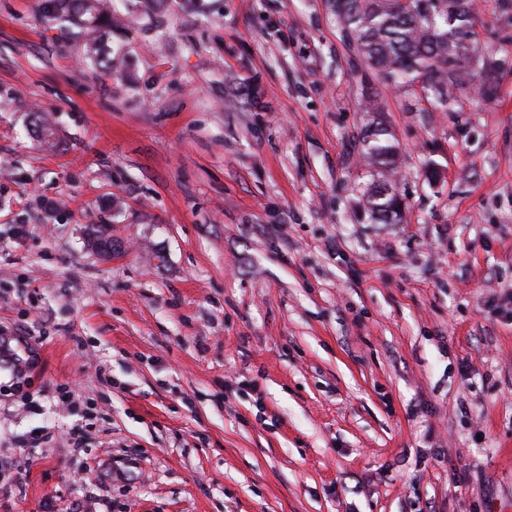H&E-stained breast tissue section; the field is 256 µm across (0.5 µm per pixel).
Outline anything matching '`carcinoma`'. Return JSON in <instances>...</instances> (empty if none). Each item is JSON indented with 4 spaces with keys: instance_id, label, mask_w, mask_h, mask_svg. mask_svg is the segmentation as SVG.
I'll return each instance as SVG.
<instances>
[{
    "instance_id": "obj_1",
    "label": "carcinoma",
    "mask_w": 512,
    "mask_h": 512,
    "mask_svg": "<svg viewBox=\"0 0 512 512\" xmlns=\"http://www.w3.org/2000/svg\"><path fill=\"white\" fill-rule=\"evenodd\" d=\"M52 18L83 30L98 29L112 18L107 0H53ZM368 65L394 85H419L428 98L444 106L458 94L487 101L498 86L488 73L473 67L478 40L473 0H329ZM370 165L395 172L398 146L387 127L371 124L364 133ZM366 205L379 224L402 219L403 202L388 181L371 184ZM94 248L108 255L114 247L105 230L93 232Z\"/></svg>"
}]
</instances>
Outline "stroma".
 <instances>
[{
	"label": "stroma",
	"instance_id": "stroma-1",
	"mask_svg": "<svg viewBox=\"0 0 512 512\" xmlns=\"http://www.w3.org/2000/svg\"><path fill=\"white\" fill-rule=\"evenodd\" d=\"M46 4L0 0V512H512V0L445 109L326 0ZM52 18L60 23H69L83 30L95 31L103 18L112 23V12L107 0H53ZM363 142L366 145L365 158L370 165L395 173L398 146L387 127L381 123L369 125L365 130ZM367 209L379 224H395L402 219L403 202L388 181L372 183L364 194Z\"/></svg>",
	"mask_w": 512,
	"mask_h": 512
}]
</instances>
